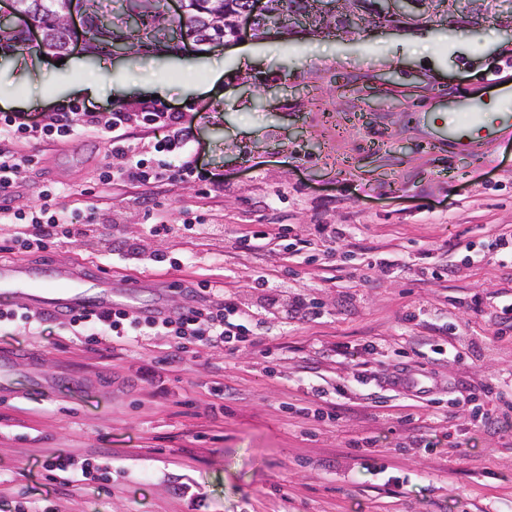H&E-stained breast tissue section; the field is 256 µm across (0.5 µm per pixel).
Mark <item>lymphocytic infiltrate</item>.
<instances>
[{
  "instance_id": "1",
  "label": "lymphocytic infiltrate",
  "mask_w": 512,
  "mask_h": 512,
  "mask_svg": "<svg viewBox=\"0 0 512 512\" xmlns=\"http://www.w3.org/2000/svg\"><path fill=\"white\" fill-rule=\"evenodd\" d=\"M128 121L129 115L125 112H88L84 115L83 125L79 126L71 113L62 112L51 124L38 126L20 123L11 115L0 114V221L17 227L14 237L0 242V253L30 255L45 252L61 240L85 236L97 221L95 209L61 204L64 189L54 182L42 190V202L37 208L24 211L6 206L20 160L15 154L2 152V144L44 137L71 139L87 129L105 137L113 155L125 161L119 169L102 171L100 180L103 183L119 178L136 185H148L193 175L194 169L187 163L179 166L147 163L123 134ZM181 294L184 302L174 308H148L133 314L116 305L106 311L63 315L59 323L72 335L83 337L88 345L112 336L128 344L138 343L144 336L172 337L171 351L155 362L154 368L158 371L183 360L193 344H220L231 355L236 352L238 344L248 342L245 312L232 301L220 300L219 288L210 281H198L193 287L182 289Z\"/></svg>"
}]
</instances>
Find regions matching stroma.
I'll list each match as a JSON object with an SVG mask.
<instances>
[{
    "label": "stroma",
    "instance_id": "stroma-1",
    "mask_svg": "<svg viewBox=\"0 0 512 512\" xmlns=\"http://www.w3.org/2000/svg\"><path fill=\"white\" fill-rule=\"evenodd\" d=\"M241 44L254 49L249 65L238 46H219L202 55L212 62L204 70L189 46L101 56L82 38L70 53L94 69L92 93L72 91L66 66L34 44L0 47V113L22 122L121 110L133 146L147 153L164 132L140 124L144 107L182 114L188 149L169 160L192 162L195 174L154 196L172 223L215 227L203 238L150 235L142 189L100 182L101 168L119 162L95 133L17 143L13 153L38 163L17 170L12 207L38 206L43 186L60 182L64 204L100 215L46 260L106 269L134 311L181 303L173 282L210 281L251 314L261 341L231 357L220 345L195 346L154 384L142 370L168 337L107 339L91 350L53 321L39 335L9 324L0 350L19 358L13 400L0 408V512L20 500L32 512H512V422L482 426L468 405L512 372V331L489 318L512 297V269L469 261L512 231V135L454 150L444 130L465 115L440 96L511 88L512 42L490 23L473 33L431 23ZM258 224L289 225L287 240L309 247L295 254L269 238L236 248ZM320 224L356 230L331 243L319 239ZM123 240L137 243L143 262L115 254ZM189 253L196 264L149 261ZM436 260L448 267L440 279ZM299 294L315 298L318 319L289 317ZM450 324L469 347L463 360L411 362L434 379L433 401L390 384L402 352ZM370 340L384 355L336 353ZM309 374L325 397L303 385ZM34 376L60 379L57 397L34 392ZM216 381L229 399L211 395ZM159 386L166 398L155 396ZM285 402L308 415L282 412ZM408 417L438 438L436 450L414 442ZM50 454L77 466L96 460L111 486L72 483L64 472L48 480Z\"/></svg>",
    "mask_w": 512,
    "mask_h": 512
}]
</instances>
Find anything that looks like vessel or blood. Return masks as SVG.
Masks as SVG:
<instances>
[{"instance_id": "obj_1", "label": "vessel or blood", "mask_w": 512, "mask_h": 512, "mask_svg": "<svg viewBox=\"0 0 512 512\" xmlns=\"http://www.w3.org/2000/svg\"><path fill=\"white\" fill-rule=\"evenodd\" d=\"M454 111L472 113L471 122L449 124L448 142L462 150L477 139L489 142L505 134H512V98L490 102L457 99ZM82 270L69 266L46 267L27 261L0 262V297L13 299L23 296L31 309L106 310L111 308L112 278L102 274L96 277L95 288L84 285Z\"/></svg>"}]
</instances>
